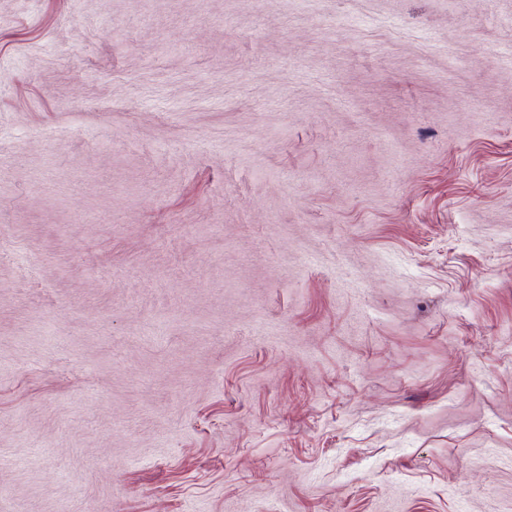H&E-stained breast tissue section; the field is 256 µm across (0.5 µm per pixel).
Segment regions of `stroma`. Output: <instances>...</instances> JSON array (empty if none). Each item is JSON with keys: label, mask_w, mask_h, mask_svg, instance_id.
Segmentation results:
<instances>
[{"label": "stroma", "mask_w": 512, "mask_h": 512, "mask_svg": "<svg viewBox=\"0 0 512 512\" xmlns=\"http://www.w3.org/2000/svg\"><path fill=\"white\" fill-rule=\"evenodd\" d=\"M0 512H512V0H0Z\"/></svg>", "instance_id": "1"}]
</instances>
